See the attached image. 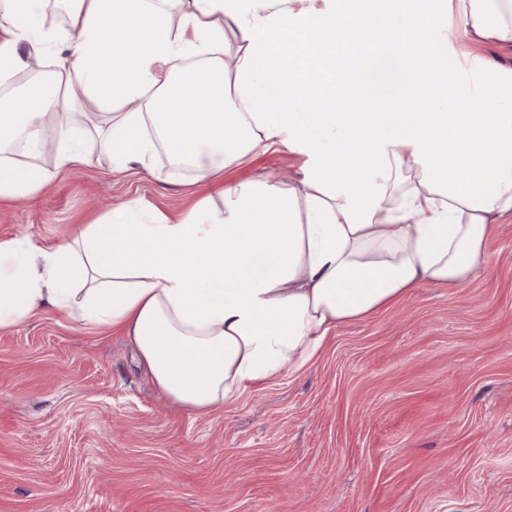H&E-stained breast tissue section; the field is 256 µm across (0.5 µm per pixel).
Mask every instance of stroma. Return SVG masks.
Returning <instances> with one entry per match:
<instances>
[{"label":"stroma","mask_w":512,"mask_h":512,"mask_svg":"<svg viewBox=\"0 0 512 512\" xmlns=\"http://www.w3.org/2000/svg\"><path fill=\"white\" fill-rule=\"evenodd\" d=\"M271 150L228 183L287 180ZM214 187L107 157L0 203V238L73 240L114 204L168 216ZM459 288L338 326L304 368L207 415L162 397L130 342L44 303L0 328V512H512V222Z\"/></svg>","instance_id":"stroma-1"}]
</instances>
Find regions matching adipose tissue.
<instances>
[{"instance_id": "ef3b65f1", "label": "adipose tissue", "mask_w": 512, "mask_h": 512, "mask_svg": "<svg viewBox=\"0 0 512 512\" xmlns=\"http://www.w3.org/2000/svg\"><path fill=\"white\" fill-rule=\"evenodd\" d=\"M46 2L0 0V91L24 90L23 109L0 104V201L94 154L147 166L160 147L217 190L173 218L131 201L68 243L0 238V328L46 301L76 306L123 332L160 393L210 413L303 368L339 325L488 265L512 219V66L476 54L462 70L448 16L467 42L510 51L512 0H58L54 29ZM59 48L54 83L19 84ZM396 50L400 83L379 94L368 56ZM198 94L209 108L166 113ZM488 94L496 111H473ZM273 148L304 156L293 182L222 184Z\"/></svg>"}]
</instances>
